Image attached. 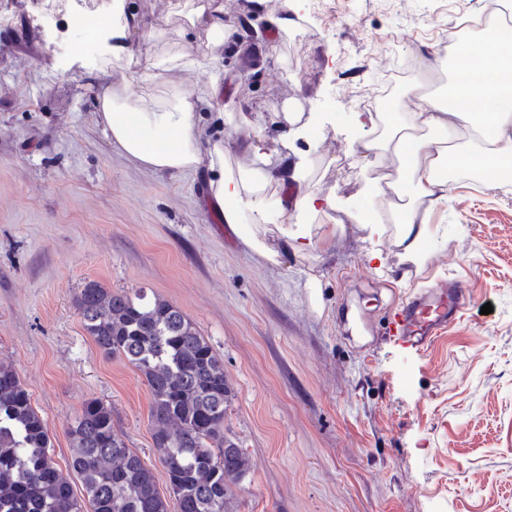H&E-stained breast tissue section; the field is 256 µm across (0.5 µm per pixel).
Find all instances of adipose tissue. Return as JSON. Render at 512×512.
Returning a JSON list of instances; mask_svg holds the SVG:
<instances>
[{"mask_svg":"<svg viewBox=\"0 0 512 512\" xmlns=\"http://www.w3.org/2000/svg\"><path fill=\"white\" fill-rule=\"evenodd\" d=\"M124 14L123 21L105 19L93 30L116 62L130 57V38L139 28L135 8L125 9ZM478 54L480 80L456 74L445 98L415 112L393 114L385 134L363 145L374 159L391 154L400 163V179L393 190L411 198V205L396 214L394 230H387L375 210L365 213L362 229L371 238L392 233L402 262L419 266L426 261L431 235L428 211L447 201L452 187L448 172L473 166L490 185L512 182V81L499 77L503 69L512 67V57L504 55L497 42L480 43ZM89 77L101 88L98 120L128 160L155 171L206 167L209 196L220 221L269 262H277L283 249L303 255L313 248V225L288 223L284 212L278 224L268 222L264 191L274 181L286 186L294 209L311 213L334 204L313 184L290 174L287 158L270 163L254 143L250 149L255 167L233 170L224 158L223 139L212 137L200 125L190 97L166 105L147 97L130 98L127 77L116 76L105 66L90 71ZM247 210L253 223L242 221ZM271 234L279 240V248L269 246Z\"/></svg>","mask_w":512,"mask_h":512,"instance_id":"adipose-tissue-1","label":"adipose tissue"}]
</instances>
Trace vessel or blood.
Returning <instances> with one entry per match:
<instances>
[{
    "label": "vessel or blood",
    "instance_id": "vessel-or-blood-1",
    "mask_svg": "<svg viewBox=\"0 0 512 512\" xmlns=\"http://www.w3.org/2000/svg\"><path fill=\"white\" fill-rule=\"evenodd\" d=\"M468 299L467 289L459 282L428 295L405 297L399 307L404 336L417 348H428L448 322L460 316Z\"/></svg>",
    "mask_w": 512,
    "mask_h": 512
}]
</instances>
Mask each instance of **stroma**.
Here are the masks:
<instances>
[{
  "mask_svg": "<svg viewBox=\"0 0 512 512\" xmlns=\"http://www.w3.org/2000/svg\"><path fill=\"white\" fill-rule=\"evenodd\" d=\"M215 3L228 36L211 59L207 22L176 12L188 0H136L130 92L168 100L219 79L221 102L198 109L227 165L250 167L258 140L335 200L307 216L321 227L307 256L255 254L213 214L206 169L157 172L112 146L87 77L99 46L72 19L118 17L116 0H0V362L46 422L59 470L82 496L66 429L97 400L167 482L144 377L83 327L75 300L95 281L173 303L223 360L224 430L252 462L235 512H512V193L457 174L420 267L358 227L376 113L414 108L431 75L451 79L439 41L450 14L478 15L480 0ZM284 14L285 35L270 23ZM177 53L199 66L146 80ZM441 281L462 282L470 302L421 350L398 303Z\"/></svg>",
  "mask_w": 512,
  "mask_h": 512,
  "instance_id": "obj_1",
  "label": "stroma"
}]
</instances>
